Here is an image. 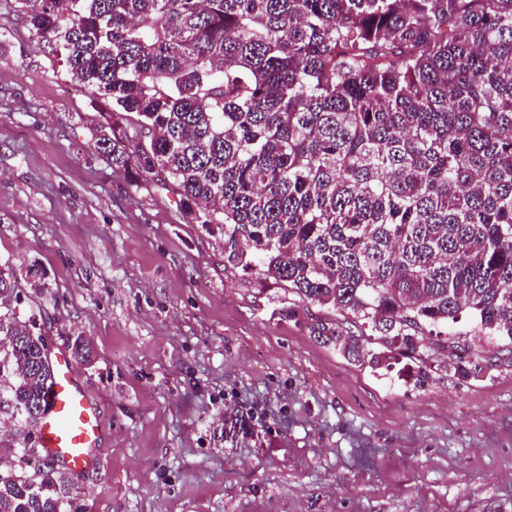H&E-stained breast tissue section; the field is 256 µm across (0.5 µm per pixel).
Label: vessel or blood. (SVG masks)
<instances>
[{"mask_svg":"<svg viewBox=\"0 0 512 512\" xmlns=\"http://www.w3.org/2000/svg\"><path fill=\"white\" fill-rule=\"evenodd\" d=\"M53 366L45 413L37 426L39 445L71 472L83 473L103 446V405L82 385L64 350L54 351Z\"/></svg>","mask_w":512,"mask_h":512,"instance_id":"obj_1","label":"vessel or blood"}]
</instances>
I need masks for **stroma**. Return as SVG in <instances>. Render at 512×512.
<instances>
[{"instance_id":"1","label":"stroma","mask_w":512,"mask_h":512,"mask_svg":"<svg viewBox=\"0 0 512 512\" xmlns=\"http://www.w3.org/2000/svg\"><path fill=\"white\" fill-rule=\"evenodd\" d=\"M93 98L0 0V262L104 406L78 512H512V367L417 390L321 344L112 169Z\"/></svg>"}]
</instances>
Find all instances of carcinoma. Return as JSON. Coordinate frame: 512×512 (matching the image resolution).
Here are the masks:
<instances>
[{
	"label": "carcinoma",
	"mask_w": 512,
	"mask_h": 512,
	"mask_svg": "<svg viewBox=\"0 0 512 512\" xmlns=\"http://www.w3.org/2000/svg\"><path fill=\"white\" fill-rule=\"evenodd\" d=\"M16 3L99 98L112 166L224 230V266L338 312L316 340L416 389L467 381L484 338L512 351V0ZM16 287L0 263V404L28 423L54 370ZM70 500L49 462L0 473V512Z\"/></svg>",
	"instance_id": "carcinoma-1"
}]
</instances>
